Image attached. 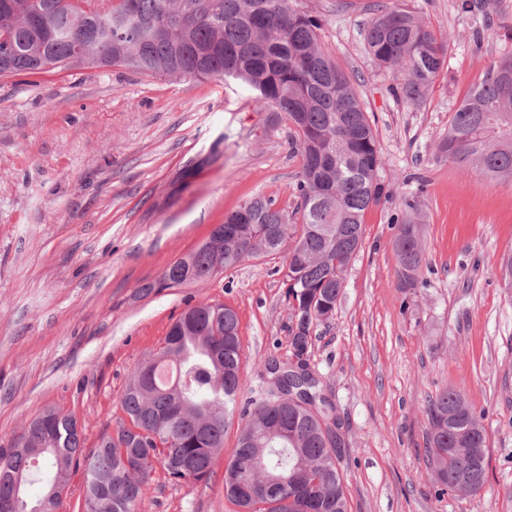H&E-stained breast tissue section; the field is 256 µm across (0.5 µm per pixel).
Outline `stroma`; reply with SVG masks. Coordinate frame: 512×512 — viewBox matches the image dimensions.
<instances>
[{
	"instance_id": "1",
	"label": "stroma",
	"mask_w": 512,
	"mask_h": 512,
	"mask_svg": "<svg viewBox=\"0 0 512 512\" xmlns=\"http://www.w3.org/2000/svg\"><path fill=\"white\" fill-rule=\"evenodd\" d=\"M349 76L373 128L386 193L363 216L310 365L336 406L350 512H512V183L462 169L436 150L452 112L488 66L512 56V0H296ZM418 12L447 43L420 105L399 74L365 51L381 9ZM301 160L286 120L254 93L214 79L122 67L0 75V448L48 408L72 415L86 448L115 429L120 397L171 323L202 301L234 309L245 397L264 363L291 355L281 257L249 259L205 285L141 294L144 283L203 243L241 204L264 197L292 214ZM423 283L399 287L395 219L414 182ZM455 386L484 410L488 468L474 496L438 497L423 459L429 396ZM235 430L210 480L149 477L144 512H234L223 475Z\"/></svg>"
}]
</instances>
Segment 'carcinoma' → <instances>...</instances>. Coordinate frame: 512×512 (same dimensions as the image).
<instances>
[{"label": "carcinoma", "mask_w": 512, "mask_h": 512, "mask_svg": "<svg viewBox=\"0 0 512 512\" xmlns=\"http://www.w3.org/2000/svg\"><path fill=\"white\" fill-rule=\"evenodd\" d=\"M12 23L19 31L11 75L35 73L33 57L46 52L47 70L71 66L72 43L61 38L48 49L28 28L37 0H13ZM61 7L38 20L64 34L82 33L88 22ZM295 0H112L97 15L86 40L84 65L103 56L112 66L139 73L236 81L256 94L291 127L301 158L294 186L295 212L288 216L271 201L254 198L229 214L211 241L174 261L140 292L187 284L203 285L218 270L250 258L284 254L292 359L268 360L267 387L240 403L242 344L236 312L200 302L170 325L161 345L133 371L120 403L125 418L85 448L75 419L53 408L27 423L9 448H0V506L17 500L27 508L26 485L50 474L48 485L67 484L82 466L87 512H141L147 474L123 460L157 457L170 479L208 481L215 473L224 434L238 419L230 463L252 492L247 500L232 490L225 498L251 512H349L344 477L336 466L345 442L336 407L308 363L316 330L336 312L338 283L360 247L364 211L381 201V155L349 77L319 39L321 21L294 7ZM163 26L161 39L145 40L147 26ZM365 50L384 70L403 68L396 95L418 104L439 72L446 44L424 19L406 9L387 8L363 32ZM437 152L464 167L512 181V58L493 63L452 112L448 136ZM402 289L419 283L422 240L414 215L402 216L395 238ZM426 474L438 496H475L459 481L464 462L486 479L488 446L484 411L463 391L447 387L427 402ZM279 477L282 495L265 492V480Z\"/></svg>", "instance_id": "1"}]
</instances>
